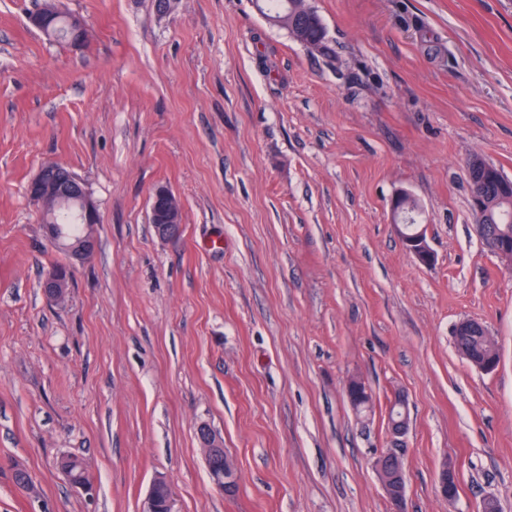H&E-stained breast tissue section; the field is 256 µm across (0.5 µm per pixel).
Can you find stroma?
<instances>
[{"label":"stroma","mask_w":512,"mask_h":512,"mask_svg":"<svg viewBox=\"0 0 512 512\" xmlns=\"http://www.w3.org/2000/svg\"><path fill=\"white\" fill-rule=\"evenodd\" d=\"M310 2L332 57L253 0H56L78 47L30 25L44 0H0V512H143L159 478L176 512H389V448L410 512H512V270L475 232L468 176L478 156L512 179V0ZM52 161L99 210L60 302L40 279L63 254L25 193ZM160 188L178 237L150 222ZM402 192L431 266L393 229ZM463 319L496 340L495 371L456 351ZM206 462L211 470L213 485L225 493L233 492L237 484V473L231 461L224 455L221 440L217 439L210 431L205 444ZM215 458L223 459V472H216L212 463ZM374 468L381 472V487L390 504L391 512H408L406 476L403 457L398 448H389L379 454ZM61 467L72 484H75L76 482L85 483L75 486L83 490L86 494L92 493L93 487L89 486L92 485V482L82 461L74 457H67L62 459ZM458 491V477L455 467L443 462L438 473V492L442 498L448 501L455 500Z\"/></svg>","instance_id":"stroma-1"}]
</instances>
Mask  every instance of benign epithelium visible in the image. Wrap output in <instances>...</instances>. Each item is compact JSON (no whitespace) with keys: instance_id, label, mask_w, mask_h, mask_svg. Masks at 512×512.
<instances>
[{"instance_id":"1","label":"benign epithelium","mask_w":512,"mask_h":512,"mask_svg":"<svg viewBox=\"0 0 512 512\" xmlns=\"http://www.w3.org/2000/svg\"><path fill=\"white\" fill-rule=\"evenodd\" d=\"M54 168V163L44 164L36 176L29 182L27 193L29 197L41 204L44 213H49L50 200L57 193L59 182L49 176V171ZM471 172V209L476 216H481L486 207V198L483 193V185L492 175L483 168L479 161L473 159L469 163ZM69 184L71 192L77 197L78 207L74 218L86 228V234L80 240L73 243L64 241L59 235V225L48 224L46 228L50 240L57 246L66 250L70 255V261L64 270L48 268L42 278V288L45 295L55 301L64 298L66 285L69 284L75 263H82L90 260L95 253V238L91 229L98 223L97 207L90 198V193L84 187V183L75 175H70ZM394 215V229L401 236L408 252L422 265L429 266L434 262V252L430 247L427 238L422 231L411 233L405 224V218L417 211L419 207L412 197L407 193L398 194L392 201ZM159 235L173 238L178 236L181 228V220L174 217L171 212H166L165 207H160V218L155 224ZM476 232L480 238L487 241L492 252L500 258L509 262L512 260V253L501 248L499 234L490 235L483 225H476ZM206 462L212 464L216 458L223 459L224 470L212 472L213 485L225 492L234 491L237 484V473L231 461L225 457L221 440L213 434H208L205 444ZM374 468L381 472L383 481L381 487L390 504V512H408L406 495V476L403 457L397 448H389L379 454L374 461ZM166 493V512H174V495L171 487L162 481H156L148 496L144 512H157V495L159 490ZM458 491V477L455 467L443 462L438 473V492L440 496L448 501L455 500Z\"/></svg>"}]
</instances>
